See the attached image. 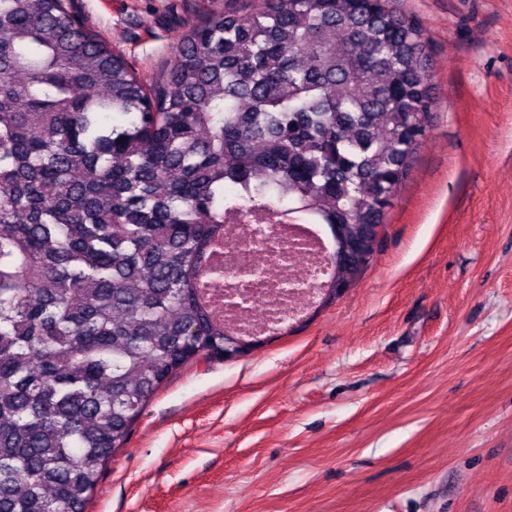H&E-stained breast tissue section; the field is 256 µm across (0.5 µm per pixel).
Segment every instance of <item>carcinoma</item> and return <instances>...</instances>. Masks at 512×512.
<instances>
[{
  "mask_svg": "<svg viewBox=\"0 0 512 512\" xmlns=\"http://www.w3.org/2000/svg\"><path fill=\"white\" fill-rule=\"evenodd\" d=\"M397 0H254L185 31L154 85L71 0H0V512H87L172 373L238 353L210 297L224 216L383 224L433 119ZM247 193L224 197V183Z\"/></svg>",
  "mask_w": 512,
  "mask_h": 512,
  "instance_id": "cac0c4a2",
  "label": "carcinoma"
}]
</instances>
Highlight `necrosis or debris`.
Listing matches in <instances>:
<instances>
[{"label": "necrosis or debris", "mask_w": 512, "mask_h": 512, "mask_svg": "<svg viewBox=\"0 0 512 512\" xmlns=\"http://www.w3.org/2000/svg\"><path fill=\"white\" fill-rule=\"evenodd\" d=\"M243 233L224 249V279L215 302L247 334L265 335L289 312L306 308L314 273L326 251L280 224L240 220Z\"/></svg>", "instance_id": "1"}]
</instances>
